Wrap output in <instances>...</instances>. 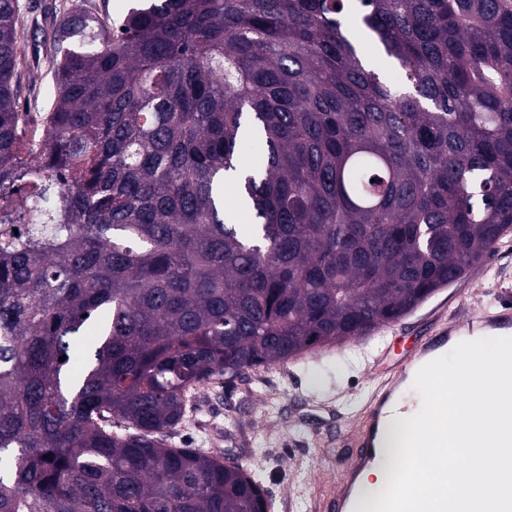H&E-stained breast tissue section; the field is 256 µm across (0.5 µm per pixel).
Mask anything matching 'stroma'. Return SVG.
Listing matches in <instances>:
<instances>
[{"label":"stroma","mask_w":512,"mask_h":512,"mask_svg":"<svg viewBox=\"0 0 512 512\" xmlns=\"http://www.w3.org/2000/svg\"><path fill=\"white\" fill-rule=\"evenodd\" d=\"M26 57L19 95L37 112L47 105L51 62L40 30L32 25L27 29ZM509 296L512 236L494 246L481 270L439 290L415 311L385 326L383 333L200 388L167 443L206 450L211 437L220 435L222 454L259 482L272 512H318V496L333 486L352 453L346 439L326 434L321 425L334 422L345 431L352 426L374 384L372 356H382L384 365L396 364L428 324L480 313Z\"/></svg>","instance_id":"stroma-1"}]
</instances>
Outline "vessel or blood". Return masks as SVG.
Here are the masks:
<instances>
[{
  "instance_id": "vessel-or-blood-1",
  "label": "vessel or blood",
  "mask_w": 512,
  "mask_h": 512,
  "mask_svg": "<svg viewBox=\"0 0 512 512\" xmlns=\"http://www.w3.org/2000/svg\"><path fill=\"white\" fill-rule=\"evenodd\" d=\"M487 330L505 336L512 335V307L505 306L494 313L481 316L466 315L449 320L448 324L432 326L427 335L419 337L407 351L403 362L380 377L351 434L356 453L347 462L336 485L322 500V512H356L359 478L375 460L374 450L385 424L396 414L405 411L406 394L410 384L422 376L442 372L448 355L457 358L456 382L467 385L473 359L462 343L463 333ZM491 435L503 447H512V397L504 398L494 420ZM508 478L501 493L483 501L482 512H512V466L504 465ZM412 480L406 467H398L389 489L380 497L376 512H404L406 491Z\"/></svg>"
}]
</instances>
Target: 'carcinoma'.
Returning a JSON list of instances; mask_svg holds the SVG:
<instances>
[{"mask_svg": "<svg viewBox=\"0 0 512 512\" xmlns=\"http://www.w3.org/2000/svg\"><path fill=\"white\" fill-rule=\"evenodd\" d=\"M24 30L0 0V512H268L164 436L512 234V0L76 3L29 141Z\"/></svg>", "mask_w": 512, "mask_h": 512, "instance_id": "1", "label": "carcinoma"}]
</instances>
